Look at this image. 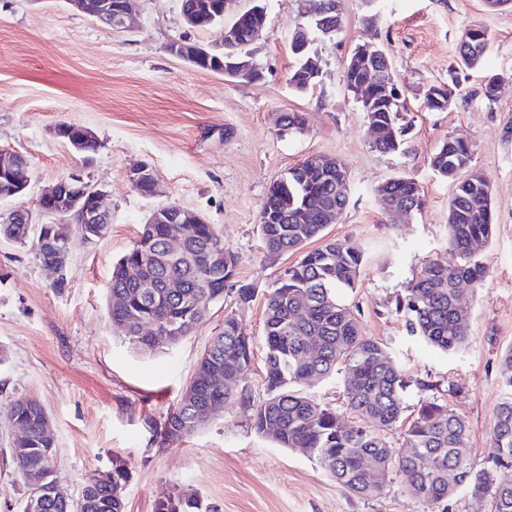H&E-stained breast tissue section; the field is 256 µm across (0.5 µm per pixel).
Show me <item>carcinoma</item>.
Wrapping results in <instances>:
<instances>
[{"mask_svg":"<svg viewBox=\"0 0 512 512\" xmlns=\"http://www.w3.org/2000/svg\"><path fill=\"white\" fill-rule=\"evenodd\" d=\"M220 0H181L184 13L201 15L210 28ZM339 0H312L307 22L293 30L291 49L297 64L289 82L303 91L316 83L309 77L310 50L297 44L314 42L320 24L329 20L341 27ZM264 21L246 13L238 18L235 55L245 48ZM478 46L464 33L457 47V64L471 69L479 64ZM390 61L382 57L361 58L352 53L345 89L357 97L368 122L389 130L370 147L382 154L399 151L402 130L397 126L406 99L392 93ZM452 90L432 85L424 92L430 110L448 108ZM283 133L304 130L299 112L280 116ZM437 175L455 183L448 205V244L458 258L453 264L428 260L406 288L400 302L410 335L443 353H455L468 341L466 322L458 301L462 284L481 278L485 267L479 253L492 234L490 187L486 177L472 176L471 150L467 142L450 137L430 158ZM351 194L349 180L339 182L301 163L288 169L278 186L269 188L260 212V229L266 258L300 254L280 276L268 295L264 317L266 387L268 397L251 407L249 421L257 433H272L282 448L299 449L315 459L348 492L371 498L378 495L390 473L402 474L406 489L429 505L438 504L460 491L488 496L494 512H512V347L502 357V382L508 397L500 403L493 435L494 467L475 470L462 448L468 435L466 420L436 398L420 404L409 424L405 443L409 451L398 454L381 432L396 425L405 411L407 389L401 370L389 352L375 339L362 334L360 322L345 294L355 288L363 261L362 252L347 243L326 241L325 213L342 211ZM376 199L386 213L404 209L418 211L424 205L419 185L405 176L393 177L375 188ZM139 239L112 268L109 317L135 350L154 353L176 345L193 333L203 316L198 312L224 298V288L237 268L236 256L211 224H168L164 210L149 216ZM185 232L183 250L173 253L170 238ZM43 230L31 224H0V237L30 247L41 263L55 261V247L40 244ZM253 342L235 315L224 317V331L215 336L196 365L179 401L157 435L175 442L194 434L206 418L199 416L211 400L227 403L243 395L224 386V379H241L253 358ZM345 370L347 408L359 424L346 427L336 412L315 402L300 386L320 383ZM6 418L21 428L11 443V456L21 476L48 458L55 447L53 435L45 432V412L33 398L18 399ZM55 468L41 471L38 492L27 489L22 512H125L122 498L113 495L127 482L128 474L115 466L106 474L89 478L78 502L56 499ZM156 512H210L201 501L175 494L161 500Z\"/></svg>","mask_w":512,"mask_h":512,"instance_id":"1","label":"carcinoma"}]
</instances>
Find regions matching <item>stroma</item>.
Returning a JSON list of instances; mask_svg holds the SVG:
<instances>
[{
	"mask_svg": "<svg viewBox=\"0 0 512 512\" xmlns=\"http://www.w3.org/2000/svg\"><path fill=\"white\" fill-rule=\"evenodd\" d=\"M342 26L313 43L321 75L305 91L289 76L296 64L290 33L304 24L310 0H263L265 27L247 51L257 80L198 69L173 55L174 43L220 48L222 26L189 27L180 0H137L134 29L105 28L65 0H0V149L24 154L32 181L19 197L0 200V213L22 207L47 223L37 199L76 168L106 193L107 235L73 236L62 275L48 271L32 249L0 238V410L37 399L55 436L59 489L78 500L87 479L122 465L125 512H155L176 493L195 495L210 512H493L490 498L460 493L428 505L392 475L372 499L340 487L314 460L279 447L249 424V405L267 396L263 325L266 299L287 255L269 261L259 216L270 184L311 156L340 160L352 195L328 225L327 237L359 246L363 263L347 300L364 335L382 343L410 386L405 418L385 431L403 452L404 437L425 398H438L465 417L464 454L489 467L496 412L505 396L501 355L512 347V8L488 10L483 0H340ZM489 34L482 64L458 68L457 43L467 28ZM378 45L403 90L407 126L393 155L372 151L367 117L345 89L353 50ZM501 77L495 100L484 86ZM432 85L454 91L447 110L430 111ZM302 113L303 131L280 135L277 118ZM90 129L100 143L91 156L75 151L54 129ZM465 140L472 164L487 177L493 232L480 256L487 273L464 285L469 314L464 348L444 354L409 335L397 308L409 282L429 259L454 262L447 244L453 185L429 160L448 138ZM149 164L159 189L146 197L127 178ZM395 176L413 178L425 204L401 217L385 213L374 189ZM177 204L214 224L239 259L223 300L172 348L134 350L112 329L108 284L112 266L129 251L156 209ZM251 288L249 302L238 289ZM236 314L254 341V358L238 387L249 405L233 401L192 436L159 443L154 429L174 408L211 339ZM11 425L0 417V512H21L27 487L11 458Z\"/></svg>",
	"mask_w": 512,
	"mask_h": 512,
	"instance_id": "stroma-1",
	"label": "stroma"
}]
</instances>
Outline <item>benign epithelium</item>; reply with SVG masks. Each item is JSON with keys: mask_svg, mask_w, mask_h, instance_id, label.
<instances>
[{"mask_svg": "<svg viewBox=\"0 0 512 512\" xmlns=\"http://www.w3.org/2000/svg\"><path fill=\"white\" fill-rule=\"evenodd\" d=\"M67 4L80 14L92 17L102 26L109 29H130L135 23L132 0H117L108 4L104 0H67ZM172 52L186 60L195 67L202 68L209 65L212 57L211 47L196 43H178ZM79 135L66 126L55 128L56 136L69 138L72 142L92 140L95 135L92 131L78 128ZM128 180L132 187L144 196H151L156 189V174L153 168L142 163L131 169ZM31 183V174L24 173L23 178L15 176L3 183V193L0 197L8 199L23 193ZM106 194L103 190L87 183L84 172L75 170L67 177L57 181L50 189L39 195L38 206L45 215L53 218L47 227L56 229V235L42 238V242L56 246V262L49 266L54 273L62 272L69 257L68 243L70 234L65 226L70 224L67 215L75 214L82 224H106L112 220V213L105 204ZM171 224H202L204 220L195 212L178 207L168 215Z\"/></svg>", "mask_w": 512, "mask_h": 512, "instance_id": "benign-epithelium-1", "label": "benign epithelium"}]
</instances>
